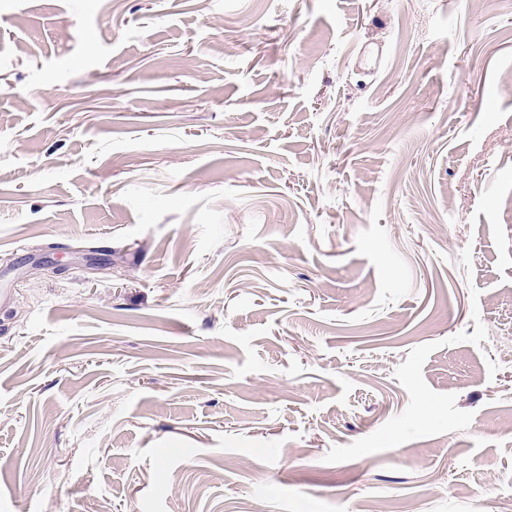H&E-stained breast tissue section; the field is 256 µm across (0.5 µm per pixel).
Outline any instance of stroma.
<instances>
[{
    "mask_svg": "<svg viewBox=\"0 0 512 512\" xmlns=\"http://www.w3.org/2000/svg\"><path fill=\"white\" fill-rule=\"evenodd\" d=\"M1 288L0 512H512V0H0Z\"/></svg>",
    "mask_w": 512,
    "mask_h": 512,
    "instance_id": "obj_1",
    "label": "stroma"
}]
</instances>
